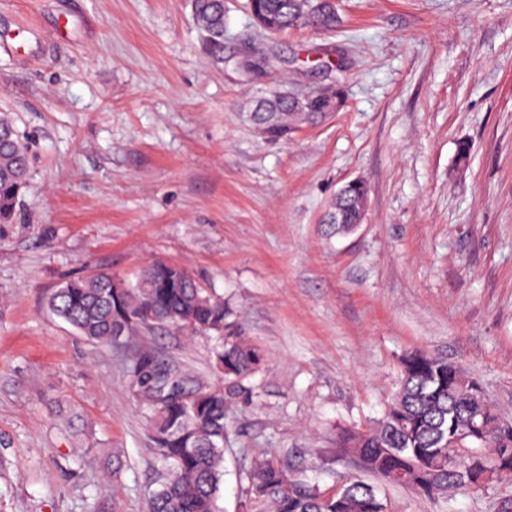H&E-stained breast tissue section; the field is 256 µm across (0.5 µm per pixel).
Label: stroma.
Returning a JSON list of instances; mask_svg holds the SVG:
<instances>
[{
  "mask_svg": "<svg viewBox=\"0 0 512 512\" xmlns=\"http://www.w3.org/2000/svg\"><path fill=\"white\" fill-rule=\"evenodd\" d=\"M224 0V62L191 0H0V113L29 179L0 231V512H147L162 471L135 352L213 385L207 338L158 329L111 348L46 300L95 270L154 261L223 297L265 362L225 405L222 512L264 454L349 472L342 439L377 420L406 354L442 356L512 422V0H339V26L270 37ZM281 57L234 66L241 43ZM344 86L326 123L270 142L245 119L273 79ZM467 158H460V149ZM363 181L360 226L327 236ZM375 485L386 512H512V477L445 500Z\"/></svg>",
  "mask_w": 512,
  "mask_h": 512,
  "instance_id": "35a3bbf8",
  "label": "stroma"
}]
</instances>
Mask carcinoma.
<instances>
[{
    "instance_id": "carcinoma-1",
    "label": "carcinoma",
    "mask_w": 512,
    "mask_h": 512,
    "mask_svg": "<svg viewBox=\"0 0 512 512\" xmlns=\"http://www.w3.org/2000/svg\"><path fill=\"white\" fill-rule=\"evenodd\" d=\"M207 52L224 62V0H191ZM247 6L269 17L279 33L305 26L330 31L337 14L321 0H248ZM329 93L311 92L304 111L322 122ZM293 100L264 103L255 119L280 113L286 125ZM28 148L11 119L0 113V229L14 222L28 179ZM368 195L366 185L333 203L345 221L360 218L352 201ZM48 310L89 340L123 346L130 338L170 327L215 341L213 356L222 382L190 386L186 373L164 365L145 350L132 356L136 397L148 411L152 453L165 465L158 487L149 494V512H220L224 481V394L263 361L259 348L242 336L224 335L229 311L224 299L197 283L184 269L163 262L147 265L133 282L95 273L60 282L47 300ZM461 396L448 359L420 350L402 362L401 381L382 416L349 434L345 445L359 467L388 484L404 486L428 498H448L461 490L478 491L489 483L484 473L512 476V428L486 399L455 407ZM468 433L473 445L450 448L446 440ZM244 512H384L377 489L353 477L332 493L303 472L289 471L274 455L246 475Z\"/></svg>"
}]
</instances>
